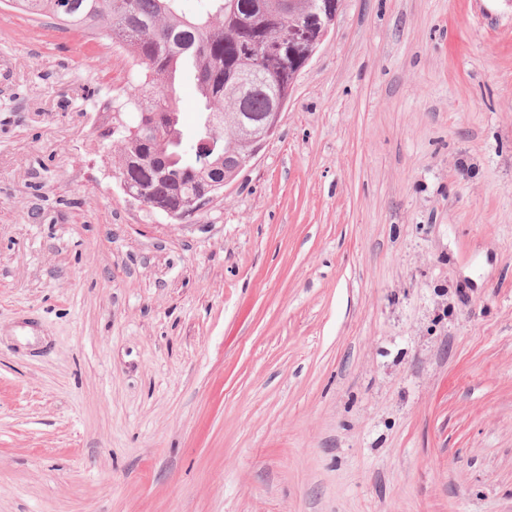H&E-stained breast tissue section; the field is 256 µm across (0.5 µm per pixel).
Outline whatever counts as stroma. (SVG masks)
<instances>
[{
	"instance_id": "35a3bbf8",
	"label": "stroma",
	"mask_w": 512,
	"mask_h": 512,
	"mask_svg": "<svg viewBox=\"0 0 512 512\" xmlns=\"http://www.w3.org/2000/svg\"><path fill=\"white\" fill-rule=\"evenodd\" d=\"M132 64L0 4V512H512V0H341L183 222Z\"/></svg>"
}]
</instances>
